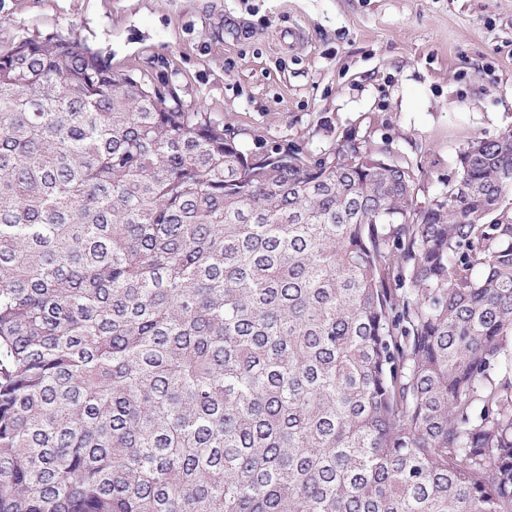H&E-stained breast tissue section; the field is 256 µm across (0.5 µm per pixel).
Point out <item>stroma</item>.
Listing matches in <instances>:
<instances>
[{"instance_id": "1", "label": "stroma", "mask_w": 512, "mask_h": 512, "mask_svg": "<svg viewBox=\"0 0 512 512\" xmlns=\"http://www.w3.org/2000/svg\"><path fill=\"white\" fill-rule=\"evenodd\" d=\"M68 36L166 73L246 149L368 137L421 206L512 127V0H0L1 44Z\"/></svg>"}]
</instances>
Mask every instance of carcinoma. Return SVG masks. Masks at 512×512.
Here are the masks:
<instances>
[{
    "label": "carcinoma",
    "mask_w": 512,
    "mask_h": 512,
    "mask_svg": "<svg viewBox=\"0 0 512 512\" xmlns=\"http://www.w3.org/2000/svg\"><path fill=\"white\" fill-rule=\"evenodd\" d=\"M418 181L0 47V512H512V131Z\"/></svg>",
    "instance_id": "1"
}]
</instances>
